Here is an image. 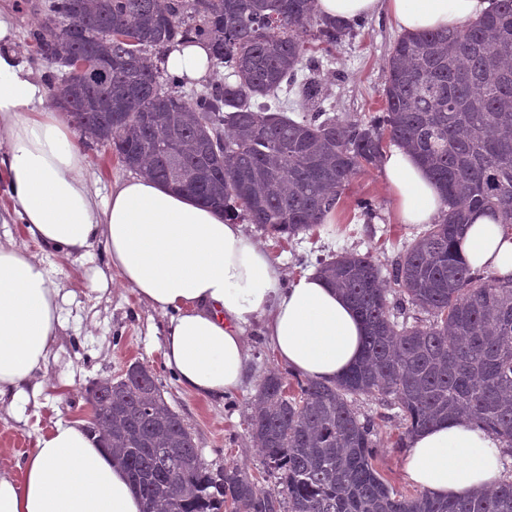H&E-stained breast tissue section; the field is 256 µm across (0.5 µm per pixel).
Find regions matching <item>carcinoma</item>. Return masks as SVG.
<instances>
[{"label":"carcinoma","mask_w":512,"mask_h":512,"mask_svg":"<svg viewBox=\"0 0 512 512\" xmlns=\"http://www.w3.org/2000/svg\"><path fill=\"white\" fill-rule=\"evenodd\" d=\"M71 21L83 40L61 29ZM354 29L321 19L314 0H49L30 32L62 68L76 56L107 67L101 79L70 70L48 79L51 102L81 132L124 167L226 216L239 209L274 238L327 223L387 142L419 158L447 207L405 244L392 302L372 253L320 263L365 325L363 354L334 384L307 378L290 393L273 372L258 385L248 428L278 489L236 467L207 470L150 370L97 383L108 400L93 433L125 464L146 512H512V478L463 498L395 492L375 466V421L352 404L366 395L399 408L398 446L463 418L512 449V284L472 272L462 256L474 213L493 211L512 230V0L462 27L401 35L382 112L346 123L323 106L309 51ZM193 42L228 74L187 96L185 80L149 53ZM216 138L218 156L207 148ZM406 303L428 319L399 320Z\"/></svg>","instance_id":"obj_1"}]
</instances>
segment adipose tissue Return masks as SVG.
Returning a JSON list of instances; mask_svg holds the SVG:
<instances>
[{"label":"adipose tissue","instance_id":"adipose-tissue-1","mask_svg":"<svg viewBox=\"0 0 512 512\" xmlns=\"http://www.w3.org/2000/svg\"><path fill=\"white\" fill-rule=\"evenodd\" d=\"M493 0H315L324 18L350 22L391 16L400 30L456 28ZM18 29L0 9V175L10 207L0 225L20 223L40 246L82 258L103 245L94 290L120 276L139 299L167 316L163 356L178 384L205 400L236 392L249 372L243 335L255 322L280 364L332 383L362 356L365 327L351 304L315 272L282 285L277 259L251 243L236 222L183 192L142 175L115 181L107 194L90 183L76 129L50 105L42 83L15 50ZM171 74L202 82L208 49L188 43L162 61ZM383 169L402 224H433L444 209L425 168L406 151L384 155ZM463 255L472 271L512 282V234L497 216L473 215ZM64 295L42 259L0 242V411L16 414L39 394L62 327ZM502 443L467 420H440L415 432L403 458L412 484L431 495L464 497L497 483L511 458ZM121 463L82 420H60L36 439L20 468L0 464V512H141Z\"/></svg>","mask_w":512,"mask_h":512}]
</instances>
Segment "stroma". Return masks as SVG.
<instances>
[{
    "instance_id": "obj_1",
    "label": "stroma",
    "mask_w": 512,
    "mask_h": 512,
    "mask_svg": "<svg viewBox=\"0 0 512 512\" xmlns=\"http://www.w3.org/2000/svg\"><path fill=\"white\" fill-rule=\"evenodd\" d=\"M45 0H6L19 30L18 50L39 79L58 73L57 65L40 56L28 32L43 15ZM400 32L384 15L366 18L353 38L340 43L333 52L321 55L322 79L327 102L336 116L355 121L380 111L387 75V61ZM87 170L100 194H107L114 180L127 177L128 169L104 148L84 143ZM373 198L376 212L365 219L350 209L357 197ZM339 221L325 224L292 239H274L244 224L245 235L268 250L282 265L283 283L315 270L319 259L350 251L372 253L390 272L404 243L422 231L421 226L400 224L394 219V199L381 167H370L352 180L343 196ZM15 241L26 244L32 253L43 254L56 269V278L67 301L63 306V329L58 333L53 354L44 371L47 386L37 404L27 405L16 415L0 418V461L12 463L25 458L36 437L61 419H76L86 411L87 391L94 383L116 377L127 365L138 362L149 368L171 408L182 418L209 469L238 467L257 478L261 487L272 490L275 479L263 471L261 454L248 432L252 398L260 381L270 372L280 371L269 346L262 323H255L245 335L250 354L249 374L244 386L220 401H207L185 392L166 367L161 344L165 318L139 301L121 281H113L106 294H98L84 277L87 270L104 266L102 246L91 248L74 261L53 252L42 251L28 240L21 225L10 227ZM355 407L371 415L377 429L375 466L394 490L410 495L417 486L402 469L404 449L398 448L399 417L396 408L374 398L357 396Z\"/></svg>"
}]
</instances>
